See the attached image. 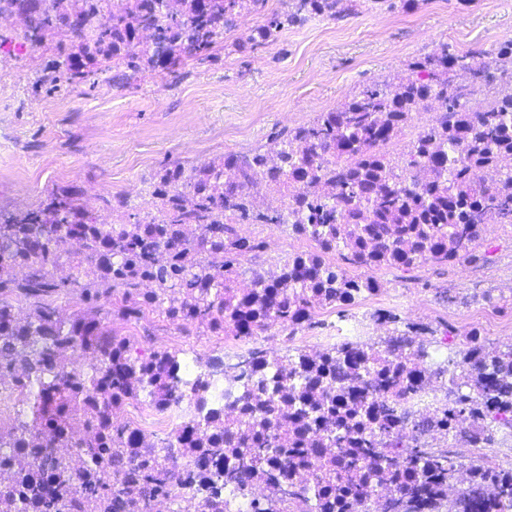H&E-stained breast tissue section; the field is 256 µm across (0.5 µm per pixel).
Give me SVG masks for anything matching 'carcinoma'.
I'll use <instances>...</instances> for the list:
<instances>
[{
    "mask_svg": "<svg viewBox=\"0 0 512 512\" xmlns=\"http://www.w3.org/2000/svg\"><path fill=\"white\" fill-rule=\"evenodd\" d=\"M0 0V16L24 19L23 39L44 47L66 40L69 48L38 76L36 86L90 80L110 72L122 87L148 70L174 74L190 60L216 58L224 33L244 14L265 15L267 0ZM417 0H288V13L273 15L240 38L239 49L268 44L273 31L311 15L336 17L358 9H411ZM467 71L462 86L456 73ZM439 104L434 108L433 104ZM438 111L415 139L396 153L413 112ZM265 181L277 205L251 194ZM156 211L126 213L116 197L103 210L124 217L109 223L89 210L77 190L56 187L23 210L0 208V377H10L17 410L0 425V448H22L19 464L28 477L0 495V512H151L158 496H177L190 486L208 509L221 489H242L257 480L273 498L294 496L304 512H352L376 478L395 483L392 512H512V470L474 468L455 496L441 493L462 462L447 451L416 442L404 453L408 465L394 468L382 434L398 418L396 400L385 399L361 418L372 428L351 440L336 415L344 401L323 400L327 380L360 364L377 365L380 351H334L317 374L298 373L282 358H255L275 376L270 410L288 408L317 425L313 447H285L287 432L275 416L261 424L222 418L173 428L151 448H177L185 456L128 460L132 433L117 428L112 410L143 397L159 407L172 399V361L177 354L134 356L112 317L158 311L174 324L212 333L249 336L267 320L312 318L336 301L338 288H369L371 282L341 278L329 262L293 260L280 281L260 278L245 298L236 291L235 256L253 249L237 237L236 224H288L325 251H344L358 267H418L470 258L479 246L477 224H512V41L491 52L455 54L443 46L415 59L407 72L363 87L332 112L280 136L272 149L227 154L203 167L166 163L150 180ZM77 242L79 249L66 248ZM68 264L69 278L54 270ZM26 269L23 278L16 269ZM148 282L150 290L141 291ZM81 289L88 301L112 297V310L94 305L65 315L47 300ZM28 314L19 319L14 302ZM76 346L98 359L90 374H75L61 349ZM457 379L448 389L447 416L475 423L472 441L490 440L494 424H512V349L492 350L478 360L453 359ZM85 430L73 462L56 460L49 448L70 430ZM236 447L237 465L224 468L225 448ZM343 452L337 453L335 449ZM319 467L316 487L283 479L288 453ZM126 472L111 485L99 475L101 460Z\"/></svg>",
    "mask_w": 512,
    "mask_h": 512,
    "instance_id": "cac0c4a2",
    "label": "carcinoma"
}]
</instances>
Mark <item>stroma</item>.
I'll list each match as a JSON object with an SVG mask.
<instances>
[{
	"mask_svg": "<svg viewBox=\"0 0 512 512\" xmlns=\"http://www.w3.org/2000/svg\"><path fill=\"white\" fill-rule=\"evenodd\" d=\"M239 16L216 59L193 61L177 73L139 77L122 88L105 81L63 83L33 92L38 71L52 52L21 37L17 16L0 17V203L23 209L53 186L78 191L97 211L119 195L134 210H153L146 181L161 165L181 160L203 166L228 153L276 145L280 133L331 112L363 86L403 73L414 59L447 46L452 52L490 51L512 39V0H419L415 9L362 11L339 18L312 16L287 24L268 45L240 53L233 42L262 24ZM239 237L254 243L248 256L262 267L308 248L284 224H240ZM392 295L387 308L403 333L423 320L435 339L463 320L483 324L490 340L512 323V228L504 226L481 244L477 259L380 270ZM137 353L142 336L168 337L165 351L188 343L207 359L224 354L223 335L181 327L156 311L121 322Z\"/></svg>",
	"mask_w": 512,
	"mask_h": 512,
	"instance_id": "35a3bbf8",
	"label": "stroma"
}]
</instances>
